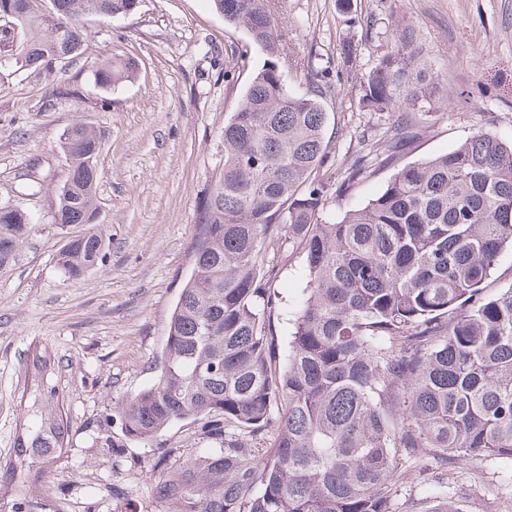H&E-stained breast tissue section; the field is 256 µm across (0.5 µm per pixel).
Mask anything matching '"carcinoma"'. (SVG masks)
Instances as JSON below:
<instances>
[{"mask_svg": "<svg viewBox=\"0 0 512 512\" xmlns=\"http://www.w3.org/2000/svg\"><path fill=\"white\" fill-rule=\"evenodd\" d=\"M270 57L227 123L219 177L203 205L194 270L171 314L160 375L109 406L91 428L113 448L112 414L128 441L157 440L170 425H201L211 449L158 487L159 512H396L397 453L426 450L442 466L512 461V286L485 294L512 247V143L477 133L454 150L401 163L416 137L415 113L433 91L410 68L409 36L378 59L359 104L392 122L333 180L319 176L326 139L325 87L310 68L308 90L291 91L278 60L282 35L272 0H210ZM0 0L23 38L0 31V57L39 68L80 53L81 22L135 10L137 0ZM136 63L97 68L106 90ZM66 180L56 224H89L57 262L70 279L105 261L97 203L102 134L75 125L62 135ZM395 172L364 207L333 223L321 214L376 169ZM31 218L0 202V265L16 254ZM300 250L303 297L279 354V301L268 288L271 255ZM30 418L17 432L5 484L43 468L70 444L52 383L51 357L26 364ZM270 435L264 455L251 447ZM32 500L0 496V512H31Z\"/></svg>", "mask_w": 512, "mask_h": 512, "instance_id": "carcinoma-1", "label": "carcinoma"}]
</instances>
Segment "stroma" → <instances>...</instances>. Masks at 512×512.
<instances>
[{
  "instance_id": "obj_1",
  "label": "stroma",
  "mask_w": 512,
  "mask_h": 512,
  "mask_svg": "<svg viewBox=\"0 0 512 512\" xmlns=\"http://www.w3.org/2000/svg\"><path fill=\"white\" fill-rule=\"evenodd\" d=\"M287 57L311 58L329 91L325 169L355 161L360 136L389 114L361 109L359 84L377 59L412 35L414 64L434 90L435 112L419 119L403 157L422 161L477 132L512 141V0H275ZM79 55L42 69L0 68V201L29 212L32 226L0 266V470L26 418L24 358L47 350L73 441L39 474L29 494L47 512H157L156 484L205 444L172 425L155 443L93 446L87 428L110 400L157 377L170 314L194 267L200 214L224 154V124L267 54L247 30L225 22L210 0H139L134 13L82 20ZM134 59L133 79L106 91L95 64ZM82 124L103 134L97 197L107 259L67 279L57 254L81 224L54 223V189L66 178L61 137ZM394 173L380 168L350 194L329 199L328 218L364 206ZM271 286L300 300L301 259L285 247L272 261ZM430 456L403 459L399 500L431 505L447 487L462 512H501L512 504V463L488 457L435 470Z\"/></svg>"
}]
</instances>
